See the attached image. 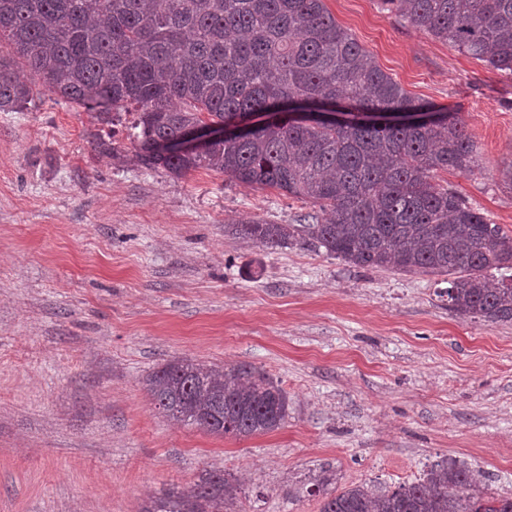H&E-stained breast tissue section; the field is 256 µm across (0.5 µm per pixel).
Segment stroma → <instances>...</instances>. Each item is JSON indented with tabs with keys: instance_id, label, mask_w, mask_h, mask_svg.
I'll return each mask as SVG.
<instances>
[{
	"instance_id": "35a3bbf8",
	"label": "stroma",
	"mask_w": 512,
	"mask_h": 512,
	"mask_svg": "<svg viewBox=\"0 0 512 512\" xmlns=\"http://www.w3.org/2000/svg\"><path fill=\"white\" fill-rule=\"evenodd\" d=\"M381 70L459 109L473 173L449 188L512 235V76L381 0H325ZM0 111V512H140L203 471L235 512H319L323 476L411 482L443 459L512 495V323L463 319L440 277L358 268L225 225L295 224L311 204L199 170L175 177L98 153L89 112L35 84ZM180 357L262 368L288 418L218 438L158 414L143 378Z\"/></svg>"
}]
</instances>
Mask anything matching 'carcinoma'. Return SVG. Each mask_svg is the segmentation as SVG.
<instances>
[{
  "instance_id": "cac0c4a2",
  "label": "carcinoma",
  "mask_w": 512,
  "mask_h": 512,
  "mask_svg": "<svg viewBox=\"0 0 512 512\" xmlns=\"http://www.w3.org/2000/svg\"><path fill=\"white\" fill-rule=\"evenodd\" d=\"M415 28L512 75V0H382ZM23 67L101 125L135 112V156L181 177L206 169L306 200L305 224L229 226L253 244L314 242L360 268L448 277V309L512 322V236L473 210L437 173L473 172L475 145L459 111L432 123L374 124L368 112H434L336 23L324 0H0V110L33 100ZM347 101L350 119L289 116L288 101ZM270 118L198 152L162 144L202 123ZM500 272V276L490 271ZM178 425L240 439L278 429L288 393L247 363L170 359L145 379ZM320 512H512L464 461L443 460L392 489L317 484ZM239 484L209 471L169 488L142 512H224Z\"/></svg>"
}]
</instances>
